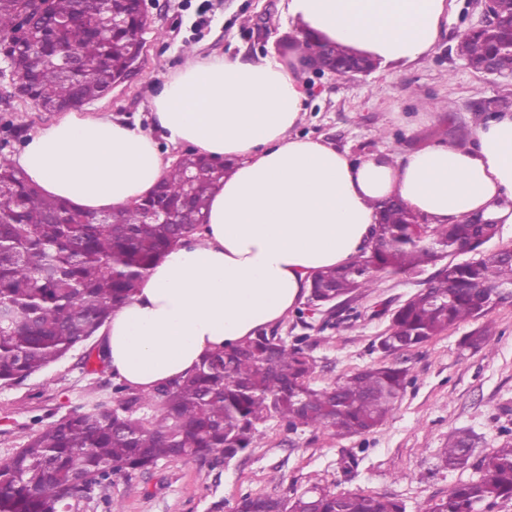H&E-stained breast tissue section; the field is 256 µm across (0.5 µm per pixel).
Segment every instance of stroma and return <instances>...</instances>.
Here are the masks:
<instances>
[{
	"mask_svg": "<svg viewBox=\"0 0 512 512\" xmlns=\"http://www.w3.org/2000/svg\"><path fill=\"white\" fill-rule=\"evenodd\" d=\"M150 19L139 67L104 97L84 104L154 132L151 102L171 71L190 53L260 58L276 53L298 62L308 95L295 131L352 157L386 152L402 156L434 141L469 144L491 98L512 100V80L471 69L457 48L481 14L476 0H453L433 52L424 60L338 77L302 62L299 25L284 0H145ZM57 118L15 96L0 76V153L16 156L28 135ZM424 287L420 276L384 275L369 292L338 313L309 310L298 302L273 329L304 336L314 361L310 377L321 388L379 363L408 368L409 384L381 426L362 435L327 429H289L277 417L260 423L255 447L214 472L193 460L159 461L146 471L117 476L80 503L79 512H106L107 501L124 512H209L212 502L233 512L247 494L283 497L312 487L384 495L406 512H427L451 484L474 479L473 469L451 471L440 461L449 436L469 431L475 455L512 441V298L496 303L484 319L449 327L422 346L396 353L379 349L389 312ZM490 324L479 349L465 336ZM104 344L96 333L84 345L22 383L0 385V457L68 413L124 401L119 377L99 363Z\"/></svg>",
	"mask_w": 512,
	"mask_h": 512,
	"instance_id": "obj_1",
	"label": "stroma"
}]
</instances>
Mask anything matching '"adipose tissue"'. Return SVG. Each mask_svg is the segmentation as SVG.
Instances as JSON below:
<instances>
[{
  "label": "adipose tissue",
  "mask_w": 512,
  "mask_h": 512,
  "mask_svg": "<svg viewBox=\"0 0 512 512\" xmlns=\"http://www.w3.org/2000/svg\"><path fill=\"white\" fill-rule=\"evenodd\" d=\"M315 43L384 66L426 57L448 0H288ZM307 97L296 65L193 55L152 101L157 134L108 112H69L30 133L14 158L29 182L86 213L127 207L170 168L161 147L224 160L206 221L141 279L105 330L110 366L149 393L208 354L282 319L325 268L366 246L380 207L426 222L512 224V111L469 145L434 142L400 160L362 159L294 135Z\"/></svg>",
  "instance_id": "adipose-tissue-1"
}]
</instances>
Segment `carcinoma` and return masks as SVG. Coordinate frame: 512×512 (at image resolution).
Masks as SVG:
<instances>
[{"mask_svg":"<svg viewBox=\"0 0 512 512\" xmlns=\"http://www.w3.org/2000/svg\"><path fill=\"white\" fill-rule=\"evenodd\" d=\"M124 25L108 30L96 10L85 16L76 40L64 29L36 25L38 44L9 45L23 16L35 17L36 0H0V49L11 47L10 75L25 79L26 96L43 107L78 106L108 92L112 75L127 69L132 49L146 32L137 0H112ZM76 0H50L56 20L76 10ZM74 44L80 68L66 70L56 47ZM460 55L476 60L486 43L465 38ZM213 160L181 156L152 193L118 210L114 219L88 214L43 195L25 180L10 157L0 154V383L22 381L66 357L94 336L112 311L134 294L151 266L205 220L214 183ZM152 211L189 215L192 224H161ZM499 232L497 224L416 223L401 203L383 209L373 226L376 245L340 269L314 276L308 301L337 308L372 288L376 274L435 271L427 287L391 316L380 349L415 348L467 320L484 316L512 284V248L479 259L445 263L456 245L478 252ZM259 331L213 352L194 372L157 387L146 399L158 403L147 420L133 416L141 397L111 409L97 404L75 411L0 458V512H72L75 503L112 477L146 470L159 461L193 459L214 470L252 447L257 425L276 416L289 428L322 427L338 436L369 433L381 425L404 393L409 369L380 363L340 382L313 388V360L303 344ZM466 431L448 438L441 462L449 470L472 467L478 478L452 484L428 512H489L512 500V443L474 461ZM235 512H405L380 495L308 491L294 497L245 495Z\"/></svg>","mask_w":512,"mask_h":512,"instance_id":"1","label":"carcinoma"}]
</instances>
